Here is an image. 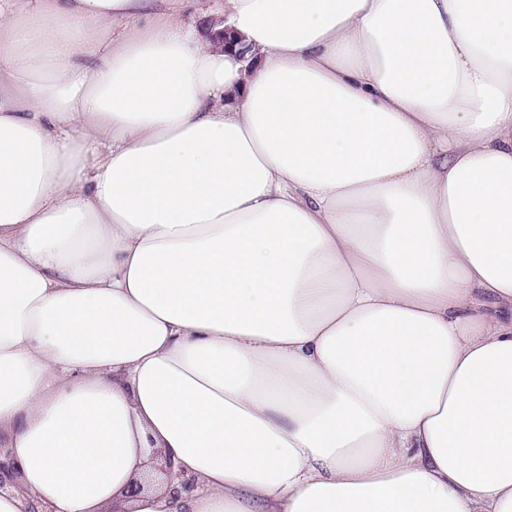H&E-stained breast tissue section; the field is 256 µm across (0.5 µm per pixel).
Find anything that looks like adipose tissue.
<instances>
[{"label": "adipose tissue", "mask_w": 512, "mask_h": 512, "mask_svg": "<svg viewBox=\"0 0 512 512\" xmlns=\"http://www.w3.org/2000/svg\"><path fill=\"white\" fill-rule=\"evenodd\" d=\"M191 5L0 0V512H512V0ZM199 2V6L202 8L205 14L198 13L184 15V21L191 24L193 23L197 27L201 28V23L204 20H207L204 22L202 29H204L205 32H209V30L212 29L216 23L209 19L220 18L224 15V0H203Z\"/></svg>", "instance_id": "ef3b65f1"}]
</instances>
